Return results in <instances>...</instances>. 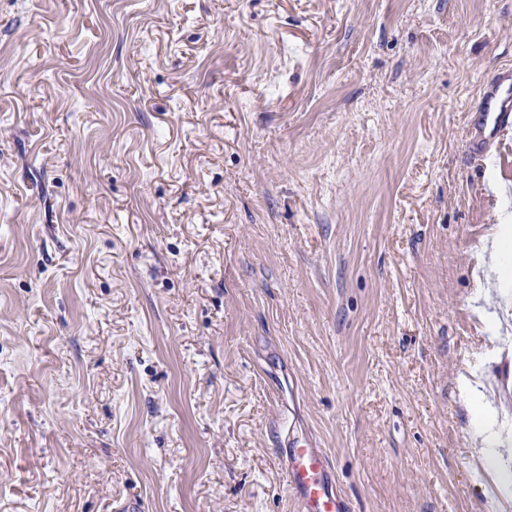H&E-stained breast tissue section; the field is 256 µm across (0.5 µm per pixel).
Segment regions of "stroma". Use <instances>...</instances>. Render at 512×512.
Listing matches in <instances>:
<instances>
[{
    "label": "stroma",
    "instance_id": "1",
    "mask_svg": "<svg viewBox=\"0 0 512 512\" xmlns=\"http://www.w3.org/2000/svg\"><path fill=\"white\" fill-rule=\"evenodd\" d=\"M512 0H0V512H512ZM483 132L499 147H506L499 155V161L512 155V84L498 87L489 98L484 115ZM287 482L299 493L303 512H345L328 471L325 453L308 441L292 444L284 460Z\"/></svg>",
    "mask_w": 512,
    "mask_h": 512
}]
</instances>
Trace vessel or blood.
<instances>
[{
    "label": "vessel or blood",
    "instance_id": "obj_1",
    "mask_svg": "<svg viewBox=\"0 0 512 512\" xmlns=\"http://www.w3.org/2000/svg\"><path fill=\"white\" fill-rule=\"evenodd\" d=\"M483 132L503 158L512 157V84L500 85L489 98ZM287 481L295 489L304 512H345V506L329 478L325 453L307 441L292 444L284 460Z\"/></svg>",
    "mask_w": 512,
    "mask_h": 512
}]
</instances>
